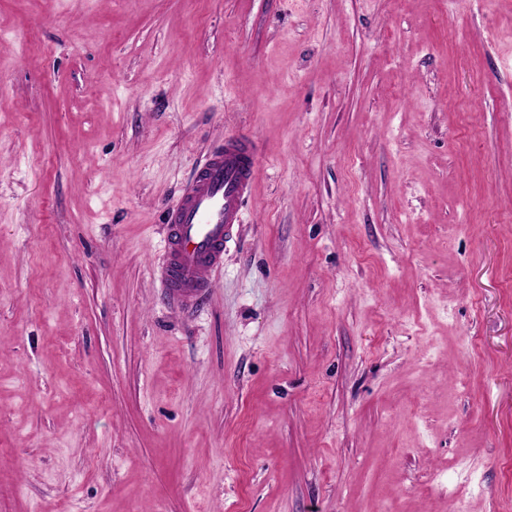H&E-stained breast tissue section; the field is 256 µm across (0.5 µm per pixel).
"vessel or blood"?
Masks as SVG:
<instances>
[{
	"mask_svg": "<svg viewBox=\"0 0 512 512\" xmlns=\"http://www.w3.org/2000/svg\"><path fill=\"white\" fill-rule=\"evenodd\" d=\"M258 169L259 146L253 137L226 138L167 207V249L161 278L177 308L193 309L210 290V274L224 262V247L242 221Z\"/></svg>",
	"mask_w": 512,
	"mask_h": 512,
	"instance_id": "b4317fda",
	"label": "vessel or blood"
}]
</instances>
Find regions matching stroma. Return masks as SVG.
Returning a JSON list of instances; mask_svg holds the SVG:
<instances>
[{
  "label": "stroma",
  "mask_w": 512,
  "mask_h": 512,
  "mask_svg": "<svg viewBox=\"0 0 512 512\" xmlns=\"http://www.w3.org/2000/svg\"><path fill=\"white\" fill-rule=\"evenodd\" d=\"M249 134L193 311L164 210ZM502 512L512 0H0V512Z\"/></svg>",
  "instance_id": "obj_1"
}]
</instances>
